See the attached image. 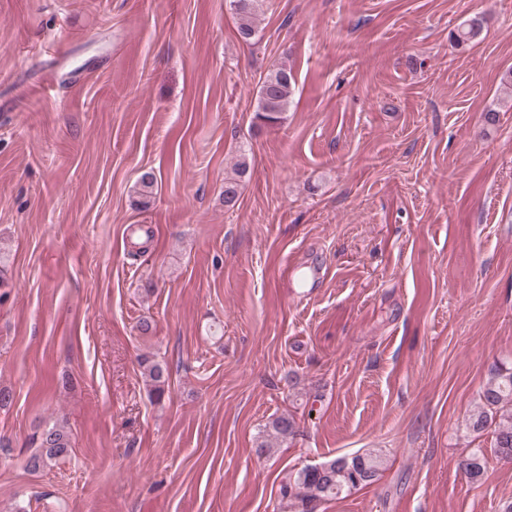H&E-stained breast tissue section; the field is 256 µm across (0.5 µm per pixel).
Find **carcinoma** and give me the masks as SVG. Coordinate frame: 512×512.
Instances as JSON below:
<instances>
[{"instance_id": "carcinoma-1", "label": "carcinoma", "mask_w": 512, "mask_h": 512, "mask_svg": "<svg viewBox=\"0 0 512 512\" xmlns=\"http://www.w3.org/2000/svg\"><path fill=\"white\" fill-rule=\"evenodd\" d=\"M264 0H230V8L238 20V35L245 42H252L259 31ZM481 23L478 19L468 21L459 29L456 40L465 43L479 36ZM294 75L282 64L269 70L261 81L257 92V118L269 125L282 120L294 93ZM248 170L246 154H241L235 164V176L224 179V205L233 208L240 196V178ZM155 177L150 172L141 175L138 194L142 204L150 203L154 194ZM151 395L158 401L168 392L169 376L166 368L149 357L141 360ZM277 438L286 439L295 435L296 421L292 416H280L271 423ZM469 428L475 433H491V448L494 454L507 461L512 460V367L498 366L492 369L479 394V403L469 417ZM38 450L27 461L30 471L37 473L65 459L71 448V437L67 428L54 424L43 428L36 436ZM384 460L376 450H367L351 458L334 457L320 464L305 466L288 472L280 481L279 493L301 512H315L317 506L344 493L372 483L382 470ZM461 466L470 482H482L486 473L484 450L473 448L462 460Z\"/></svg>"}]
</instances>
